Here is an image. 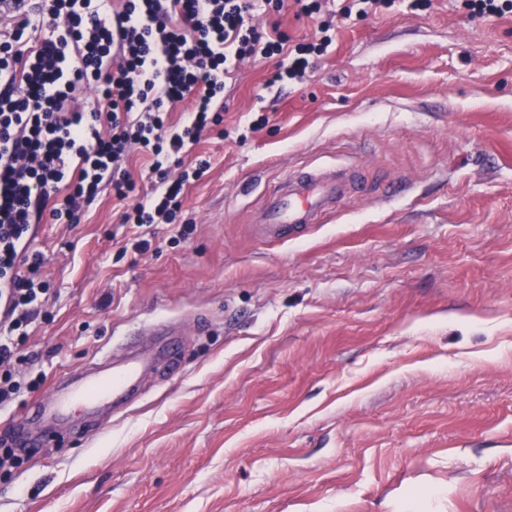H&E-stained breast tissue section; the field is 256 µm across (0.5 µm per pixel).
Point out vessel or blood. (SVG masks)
<instances>
[{"label": "vessel or blood", "instance_id": "1", "mask_svg": "<svg viewBox=\"0 0 512 512\" xmlns=\"http://www.w3.org/2000/svg\"><path fill=\"white\" fill-rule=\"evenodd\" d=\"M364 191L363 185L343 172L319 168L294 171L285 175L266 196L255 226L262 237L282 241L289 231L318 223L335 209L338 200ZM152 360L150 348L131 341L122 359L88 370L67 385L54 387L34 403L33 410L42 418L60 421L74 410H87L106 401L124 405L137 391L141 374Z\"/></svg>", "mask_w": 512, "mask_h": 512}]
</instances>
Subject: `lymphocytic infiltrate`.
<instances>
[{
	"instance_id": "1",
	"label": "lymphocytic infiltrate",
	"mask_w": 512,
	"mask_h": 512,
	"mask_svg": "<svg viewBox=\"0 0 512 512\" xmlns=\"http://www.w3.org/2000/svg\"><path fill=\"white\" fill-rule=\"evenodd\" d=\"M26 2L0 10V364L46 289L31 225L71 223L103 187L130 200L124 223H177L210 162L172 167L222 122L227 75L261 56L275 61L267 86L300 82L333 42L326 23L294 45L259 23L290 5L312 17L320 0H44L34 14ZM136 149L152 159L144 189L125 169Z\"/></svg>"
}]
</instances>
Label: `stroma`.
<instances>
[{"mask_svg": "<svg viewBox=\"0 0 512 512\" xmlns=\"http://www.w3.org/2000/svg\"><path fill=\"white\" fill-rule=\"evenodd\" d=\"M272 66L227 81L179 223L123 224L104 189L32 225L49 290L8 368L0 512H512V14L399 0L336 23L302 83ZM305 166L368 193L265 241L264 194ZM170 319L178 362L124 412L29 424Z\"/></svg>", "mask_w": 512, "mask_h": 512, "instance_id": "1", "label": "stroma"}]
</instances>
